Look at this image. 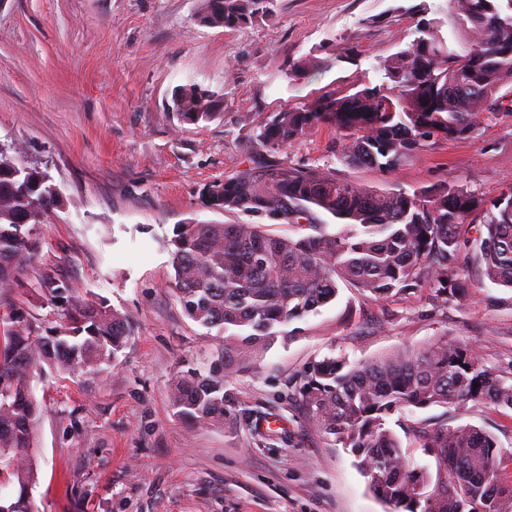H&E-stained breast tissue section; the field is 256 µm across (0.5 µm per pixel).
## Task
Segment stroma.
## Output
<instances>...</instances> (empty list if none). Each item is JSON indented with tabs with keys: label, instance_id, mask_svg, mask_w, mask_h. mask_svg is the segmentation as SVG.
Listing matches in <instances>:
<instances>
[{
	"label": "stroma",
	"instance_id": "obj_1",
	"mask_svg": "<svg viewBox=\"0 0 512 512\" xmlns=\"http://www.w3.org/2000/svg\"><path fill=\"white\" fill-rule=\"evenodd\" d=\"M397 5L277 0L272 19L228 32L198 22L201 0H0V143L46 170L64 200L37 226L38 261L7 297L54 319L37 286L48 264L134 324L100 370L35 381V512H385L349 449L306 418L295 386L308 363L360 362L445 336L474 346L486 367L512 369V290L483 278L465 247L468 301L444 306L423 292L375 302L343 287L229 378L226 423L193 425L169 399L178 372L224 347L218 329L185 314L168 246L174 225L189 220L241 222L208 208L206 186L273 159L336 167L379 190L455 180L492 200L512 187L507 112L483 113L469 138L433 140L390 173L338 167V136L325 126L275 154L256 146L275 113L382 83L379 61L415 37V19ZM305 56L315 66L287 77ZM189 82L216 92L218 119L181 125L167 112ZM420 424H471L512 450L511 410L410 407L388 425L421 465L435 460L412 432Z\"/></svg>",
	"mask_w": 512,
	"mask_h": 512
}]
</instances>
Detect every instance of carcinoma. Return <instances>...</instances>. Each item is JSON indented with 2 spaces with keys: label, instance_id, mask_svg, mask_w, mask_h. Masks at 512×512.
Instances as JSON below:
<instances>
[{
  "label": "carcinoma",
  "instance_id": "cac0c4a2",
  "mask_svg": "<svg viewBox=\"0 0 512 512\" xmlns=\"http://www.w3.org/2000/svg\"><path fill=\"white\" fill-rule=\"evenodd\" d=\"M276 0H202L199 22L237 29L275 15ZM409 46L382 60L384 82L323 96L274 115L256 136L278 152L324 125L339 133L336 160L347 168L394 171L436 138H463L482 112L504 110L512 84V0H419ZM467 29L458 45L441 16ZM214 92L177 87L168 111L181 123L217 115ZM63 204L49 173L0 151V290L34 261L33 229ZM209 208L308 230L300 237L256 223L174 225L169 240L178 298L188 317L224 332V350L206 366L179 374L170 400L196 424L227 417L226 379L275 342L279 328L336 299L340 285L375 301H408L424 289L448 303L465 300L461 244L478 233L480 266L490 282L512 289V189L485 200L457 181L411 193L368 189L329 168L271 163L212 184ZM331 215L328 231L317 212ZM57 309L55 325L13 302L0 304V512H34L37 481L30 457L40 414L33 382L50 370L75 376L115 359L133 333L128 316L104 299L87 300L44 268L39 280ZM307 417L334 444L350 449L388 512H512L504 471L512 451L475 426L417 427L436 473L405 452L387 418L413 407L471 401L512 410V370L485 367L475 347L443 336L419 350L395 349L371 361L310 363L297 389Z\"/></svg>",
  "mask_w": 512,
  "mask_h": 512
}]
</instances>
